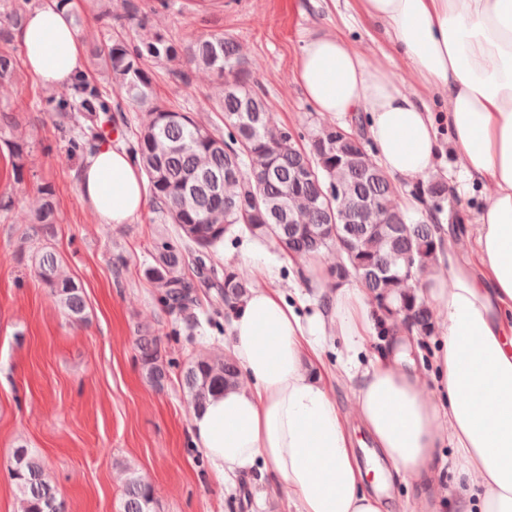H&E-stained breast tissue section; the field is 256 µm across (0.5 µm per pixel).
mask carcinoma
<instances>
[{
  "mask_svg": "<svg viewBox=\"0 0 512 512\" xmlns=\"http://www.w3.org/2000/svg\"><path fill=\"white\" fill-rule=\"evenodd\" d=\"M30 0H3L13 24L22 23ZM123 17L147 27L142 0H122ZM150 61L173 65L172 75L186 83L188 70L202 69L222 82L215 111L222 113L224 134L160 103L154 95ZM106 77L109 88L89 81L88 73ZM133 107L134 141L129 147L147 177L155 210L174 224L178 241H162L152 253L145 275L169 307L181 311L194 304L192 284L181 270L190 265L212 282L216 298L229 309L248 294L244 274L206 265L228 234L275 242L281 257L316 258L334 248L342 261L330 271L329 287L353 279L364 288L378 313L381 334L404 325L408 334L428 336L436 313L417 290L414 275L424 273L444 250L441 234L448 182L435 177L419 183L412 196L425 214L415 217L393 204L388 172L371 158L372 143L361 121L336 133L338 125L315 121L305 142L286 125L271 123L265 90L255 82L238 44L221 34L176 42L158 32L129 44L116 37L89 55L86 70L51 97L56 125L97 128L122 102ZM28 156L24 138L13 143V176L23 175ZM340 189L327 197L328 186ZM40 204L32 223L48 230L61 214L48 185L37 188ZM36 275L72 323L87 319L82 288L61 273L51 250L34 257ZM137 349L146 378L162 387L166 370L158 340L140 336ZM242 383L237 362L227 355L200 354L184 370L183 389L193 408ZM8 472L22 512H67L66 502L45 473L42 459L29 448H14ZM152 485L131 472L120 512H154Z\"/></svg>",
  "mask_w": 512,
  "mask_h": 512,
  "instance_id": "carcinoma-1",
  "label": "carcinoma"
}]
</instances>
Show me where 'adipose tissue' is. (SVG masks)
I'll return each instance as SVG.
<instances>
[{"mask_svg":"<svg viewBox=\"0 0 512 512\" xmlns=\"http://www.w3.org/2000/svg\"><path fill=\"white\" fill-rule=\"evenodd\" d=\"M355 4L444 112L434 118L387 63L368 62L330 33L305 43L295 73L317 112H368L367 135L394 178L424 181L446 147L470 181L493 187L467 233L466 258L439 252L421 280L420 295L446 321L431 382L417 371L407 334L396 331L378 364L363 371L357 417L398 477L430 481L448 446L478 490L462 512H512V0ZM16 38L42 84L65 85L78 74L70 6L41 0ZM440 120L449 133L444 145ZM78 187L103 224L131 223L147 205L142 173L118 143L87 154ZM375 323L358 283L337 288L336 333L348 369L358 368ZM322 336L321 323L304 322L278 292L252 291L233 315L230 336L245 381L194 411L192 441L221 481L256 466L263 478L285 484L295 512H384L326 385L304 365L318 357Z\"/></svg>","mask_w":512,"mask_h":512,"instance_id":"1","label":"adipose tissue"}]
</instances>
